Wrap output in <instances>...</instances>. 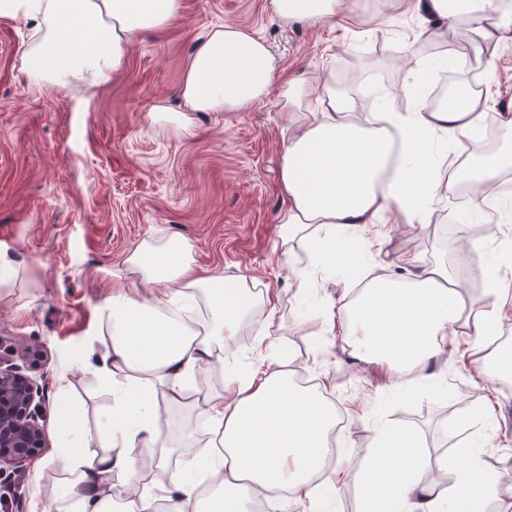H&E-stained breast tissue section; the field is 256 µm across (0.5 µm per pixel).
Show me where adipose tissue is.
<instances>
[{
	"label": "adipose tissue",
	"mask_w": 512,
	"mask_h": 512,
	"mask_svg": "<svg viewBox=\"0 0 512 512\" xmlns=\"http://www.w3.org/2000/svg\"><path fill=\"white\" fill-rule=\"evenodd\" d=\"M281 21H331L341 0H269ZM430 17L462 22L474 51L512 43V26L497 14L495 0H417ZM182 0H0V18L30 24L26 57L37 64L30 83L70 89L91 97L124 67L123 48L140 32L177 16ZM275 77L267 43L227 24L211 30L189 59L179 90L182 110L160 103L157 117L189 128L193 112H243L259 103ZM485 101L464 96L450 108L372 112L355 120V103L326 89L312 96L300 79L280 85V118L290 132L282 153L278 222L284 237L308 240L321 255L353 262L342 236L385 232L391 224L423 219L426 205L446 200L459 180L461 158L485 121ZM448 137L453 155L437 168L427 142ZM485 303L466 295L441 263L404 254L397 268L381 267L364 286L347 287L328 322L331 335L348 337L361 356L396 372L404 389L423 384L424 364L465 336L463 354L486 346L512 318V294L497 288L490 270ZM135 279L146 291L133 295ZM203 298L208 317L196 327L180 321L176 305ZM275 317L268 290L256 282L201 276L191 248L175 236H152L112 275V293L97 309L96 334L104 351L91 370L110 388L112 402L101 432L108 454H98L84 434L80 405L68 398L70 381L58 378L55 406L57 448L52 457L65 475L55 495L74 499L80 512H253L259 500L286 489L311 499L324 477L341 488L359 477L366 512L397 503L402 512H447L489 495L512 497V484L487 471L478 455L464 451L453 466L454 484L438 491L421 481L418 451L403 431L380 434L361 467L337 462L327 468L324 450L336 416L323 403L321 387H299L288 369L257 357L247 375H226L221 391L206 402L205 425L213 450L206 470L189 442L173 444L156 411L165 404L192 409L194 381L202 365L224 360V344L240 335L253 313ZM168 471L165 495L142 483V469Z\"/></svg>",
	"instance_id": "adipose-tissue-1"
}]
</instances>
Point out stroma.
<instances>
[{
	"label": "stroma",
	"mask_w": 512,
	"mask_h": 512,
	"mask_svg": "<svg viewBox=\"0 0 512 512\" xmlns=\"http://www.w3.org/2000/svg\"><path fill=\"white\" fill-rule=\"evenodd\" d=\"M224 24L263 38L277 73L303 79L312 92L333 78L361 116L374 109L367 77L381 76V91L400 98L408 71L465 43L464 28L436 22L415 0H358L337 28L280 22L268 0H183L181 13L142 32L126 49L124 70L86 98L30 85L21 57L29 25L0 18V261L26 270L23 287L0 301V345L45 350L41 361L18 365L44 389L47 426L55 424V380L63 372L88 438L98 441L110 397L87 365L102 349L96 308L112 291L108 272L143 239L175 235L191 244L198 274L269 288L277 306L271 356L294 377L325 383L341 417L336 459L365 464L378 431L401 430L415 437L429 482L451 480L440 459L476 445L486 470L512 474V375L498 377L492 390L476 388L485 352L461 361L444 354L431 366L438 385L407 398L387 366L355 358L342 337L324 333V315L348 277L343 264L317 261L305 241L281 236L280 166L290 132L278 117L277 87L245 112L191 113L185 132L154 120L156 103L177 106L189 57L210 28ZM412 29L421 37L409 46ZM484 56L493 70L477 69L475 78L492 93L487 115H512V44L488 46ZM498 182L497 210L479 218L457 221L455 188L447 202L428 205L422 222L395 225L386 236L369 233L359 249L364 269L407 251L448 263L478 236L457 279L482 300L474 272L490 264L499 288L512 293V171ZM316 262L321 269L300 296L292 273ZM55 444L48 439L21 483L0 485V512H78L74 500L44 496L63 478L48 463Z\"/></svg>",
	"instance_id": "35a3bbf8"
}]
</instances>
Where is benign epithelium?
<instances>
[{
  "label": "benign epithelium",
  "mask_w": 512,
  "mask_h": 512,
  "mask_svg": "<svg viewBox=\"0 0 512 512\" xmlns=\"http://www.w3.org/2000/svg\"><path fill=\"white\" fill-rule=\"evenodd\" d=\"M44 395L13 363L0 360V476L23 475L26 465L46 447L38 407Z\"/></svg>",
  "instance_id": "1"
}]
</instances>
